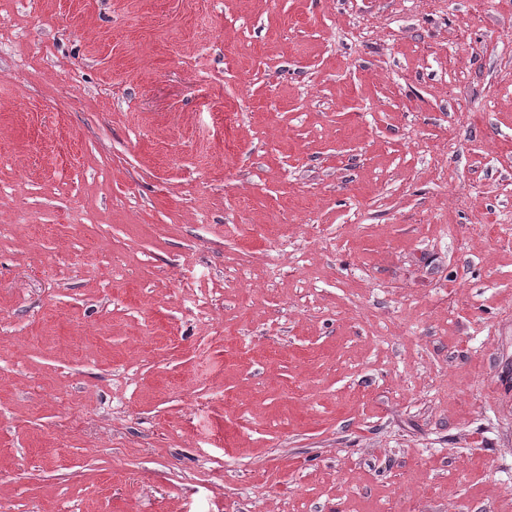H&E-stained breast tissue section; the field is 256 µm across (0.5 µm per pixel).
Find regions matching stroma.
<instances>
[{"instance_id":"stroma-1","label":"stroma","mask_w":512,"mask_h":512,"mask_svg":"<svg viewBox=\"0 0 512 512\" xmlns=\"http://www.w3.org/2000/svg\"><path fill=\"white\" fill-rule=\"evenodd\" d=\"M0 512H512V0H0Z\"/></svg>"}]
</instances>
